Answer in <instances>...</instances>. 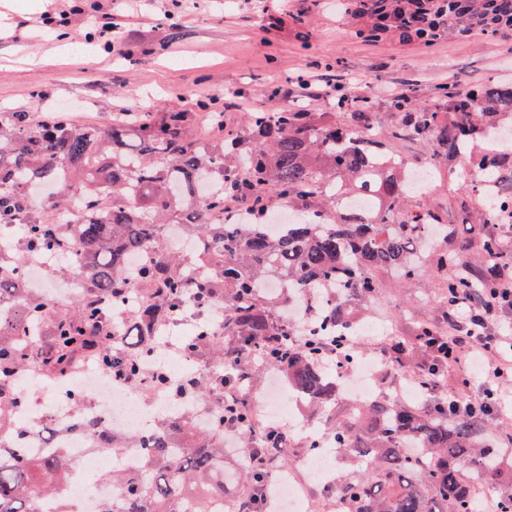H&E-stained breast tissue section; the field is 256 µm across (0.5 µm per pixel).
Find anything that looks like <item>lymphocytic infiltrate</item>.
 Listing matches in <instances>:
<instances>
[{
  "label": "lymphocytic infiltrate",
  "mask_w": 512,
  "mask_h": 512,
  "mask_svg": "<svg viewBox=\"0 0 512 512\" xmlns=\"http://www.w3.org/2000/svg\"><path fill=\"white\" fill-rule=\"evenodd\" d=\"M506 307L512 308V278H498L478 294L458 297L450 305L453 315L441 348L427 347L428 359L447 360L464 372L461 383L448 392L451 411L483 409L500 419L505 405H512V393L499 390L512 376V323H502L499 335L488 331L491 319Z\"/></svg>",
  "instance_id": "obj_1"
}]
</instances>
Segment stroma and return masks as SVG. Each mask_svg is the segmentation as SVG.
I'll list each match as a JSON object with an SVG mask.
<instances>
[{
  "instance_id": "1",
  "label": "stroma",
  "mask_w": 512,
  "mask_h": 512,
  "mask_svg": "<svg viewBox=\"0 0 512 512\" xmlns=\"http://www.w3.org/2000/svg\"><path fill=\"white\" fill-rule=\"evenodd\" d=\"M98 4L117 23L108 37L93 35L74 5ZM358 80L378 99L374 124L393 129L388 102L409 93L432 104L439 88L512 82V39L482 32L446 38L432 47L384 36L355 38L336 17V0H0V115L67 112L99 123L132 112H225L245 129L251 112L279 104L327 112L312 87ZM450 179L427 202L450 227L476 209L462 184L466 164L449 162ZM378 296L365 303L367 321L395 323L396 333L361 338L369 349L407 342L420 324L447 327L448 310L435 295L436 257L426 254L420 276L402 288L392 271L377 274Z\"/></svg>"
}]
</instances>
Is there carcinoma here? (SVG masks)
<instances>
[{
	"label": "carcinoma",
	"instance_id": "carcinoma-1",
	"mask_svg": "<svg viewBox=\"0 0 512 512\" xmlns=\"http://www.w3.org/2000/svg\"><path fill=\"white\" fill-rule=\"evenodd\" d=\"M336 15L369 41L387 34L432 45L473 30L512 33V0H336ZM374 105L373 89L347 86L334 106L349 115L343 125L276 105L250 113L246 134L222 112H137L104 124L68 114L0 118V234L18 231L14 251L0 253V302L20 307L12 324L0 322V418L17 405L5 380L45 358L49 370L62 372L89 357L104 373L138 384L157 325L182 316L190 302L206 317L183 346L197 357L211 354L214 374L190 378L179 392L164 375L156 385L175 397L206 401L224 379L256 372L259 364L244 363L254 351L310 403L326 407L340 383L323 369L317 351L335 346L344 362L363 353L348 332L356 325V302L378 294L372 271L390 269L410 282L435 230L444 305L464 289L481 287L457 271L461 256L448 244L442 215L410 204L417 194L404 183L403 158L387 150V135L374 128ZM389 105L400 117L392 136L427 143L435 163L467 158L483 175L492 193H479L477 223H512V159L483 148L502 134L499 118L512 112V82L452 84L440 88L430 106L405 95ZM199 120L206 130L188 134ZM34 184L59 186L62 195L36 204L29 191ZM362 193L369 197L365 210L338 205V197ZM273 201L293 213L283 231L271 229ZM235 206L239 221L225 222ZM168 226L195 244L192 255L169 244ZM481 246L489 273L506 274L512 265L507 241L486 232ZM67 253L74 254L70 270L82 282L71 303L18 286L22 257ZM272 279L288 283V292L267 290ZM134 281L148 295L130 307ZM332 289L344 299L306 306L308 326L284 318L295 298ZM108 336L125 337V347H112ZM423 344L416 341L392 360L395 368L425 370L423 359L413 358ZM238 396L237 413L256 430L268 458L289 462L290 431L262 424L247 390ZM488 424L483 411L448 412L443 396L427 412L400 398L355 407L330 426L341 452L369 464L366 473L335 487L341 512H487V492L504 477L495 451L480 445ZM178 427L175 421L156 427L144 441L142 468L102 475L112 498L98 512H214V501L224 499V409L185 446L174 441ZM78 428L114 450L130 439L93 419ZM234 477L250 493L223 512H265L266 468L250 464ZM73 478L64 454L28 457L22 448L0 445V512H36L39 497L62 500Z\"/></svg>",
	"mask_w": 512,
	"mask_h": 512
}]
</instances>
